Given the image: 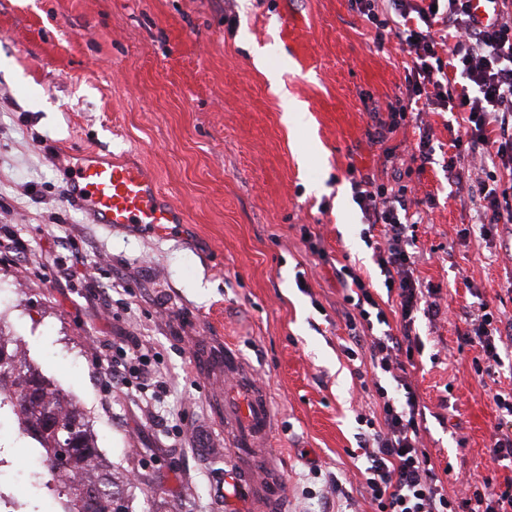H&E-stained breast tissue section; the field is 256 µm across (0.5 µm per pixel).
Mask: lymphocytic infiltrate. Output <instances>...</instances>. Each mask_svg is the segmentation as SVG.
<instances>
[{
  "mask_svg": "<svg viewBox=\"0 0 512 512\" xmlns=\"http://www.w3.org/2000/svg\"><path fill=\"white\" fill-rule=\"evenodd\" d=\"M493 20L479 21L468 0H351L376 29L377 39L395 38L412 56L404 96L388 101L378 139L408 126L414 105L435 112L456 106L463 132L453 146L470 164L448 163L449 185H476L486 217L480 232L491 236L498 225L512 224V183L500 170L512 169V0H489ZM456 79H449V72ZM354 199L369 226L384 228L377 264L388 292L396 293L404 333L388 331V319L364 280L341 270L353 343L349 357L367 353L379 400L378 418L366 419L358 435L364 458L363 492L373 512H512V483L499 488L490 480H459L448 493L420 428L421 400L406 363L414 358L410 330L416 313L436 321L441 309L427 300L414 275L416 238L407 186L396 194L365 177L352 183ZM464 344L478 347L473 362L480 376L501 373L512 355V336L485 302L464 315ZM382 332H375V325Z\"/></svg>",
  "mask_w": 512,
  "mask_h": 512,
  "instance_id": "1",
  "label": "lymphocytic infiltrate"
}]
</instances>
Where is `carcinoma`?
<instances>
[{
    "label": "carcinoma",
    "instance_id": "obj_1",
    "mask_svg": "<svg viewBox=\"0 0 512 512\" xmlns=\"http://www.w3.org/2000/svg\"><path fill=\"white\" fill-rule=\"evenodd\" d=\"M3 357L7 362L0 364V374L5 372L7 376L0 377V402L6 401L22 435L36 442L35 450L49 458L50 471L60 466L80 476L70 484L50 479L44 483L47 491L59 500L62 512H86L83 493L92 487L99 488L94 512H117L115 476L112 471L98 466L100 453L84 414L77 408L70 412L59 409L63 397L61 391L26 359L17 358L16 351L0 341V359ZM49 413L65 425H79V449L65 459L61 458L59 450L61 436L43 426Z\"/></svg>",
    "mask_w": 512,
    "mask_h": 512
}]
</instances>
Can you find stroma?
Listing matches in <instances>:
<instances>
[{
    "label": "stroma",
    "instance_id": "stroma-1",
    "mask_svg": "<svg viewBox=\"0 0 512 512\" xmlns=\"http://www.w3.org/2000/svg\"><path fill=\"white\" fill-rule=\"evenodd\" d=\"M410 64L350 0H0V235L20 240L0 259V330L23 338L28 361L83 410L127 480L129 512H225L228 348L271 396L285 512H371L357 416L378 406L345 353L337 269L374 288L392 328L400 318L353 200L363 176L402 182L421 202L416 275L447 309L436 325L415 323L436 466L512 481V463L488 453L512 435L492 399L512 374H475L460 319L480 298L512 323V234L481 236L482 209L451 191V113L422 114L435 147L423 167L403 148L420 126L372 139L376 107L404 91ZM296 102L306 119L285 122ZM85 150L147 166L188 223L163 234L94 223L63 196ZM62 237L90 254V278H64ZM132 346L170 390L159 403L136 379L104 411L95 357L119 361ZM316 469L345 496L322 502Z\"/></svg>",
    "mask_w": 512,
    "mask_h": 512
}]
</instances>
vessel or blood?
<instances>
[{"label":"vessel or blood","mask_w":512,"mask_h":512,"mask_svg":"<svg viewBox=\"0 0 512 512\" xmlns=\"http://www.w3.org/2000/svg\"><path fill=\"white\" fill-rule=\"evenodd\" d=\"M73 206L92 212L96 223L144 227L156 232L186 223L184 210L165 200L156 177L142 167L89 159L74 169L64 188ZM224 419L236 433L225 454V500L231 512H282L285 485L267 444L275 430L268 391L232 350L224 352Z\"/></svg>","instance_id":"1"}]
</instances>
